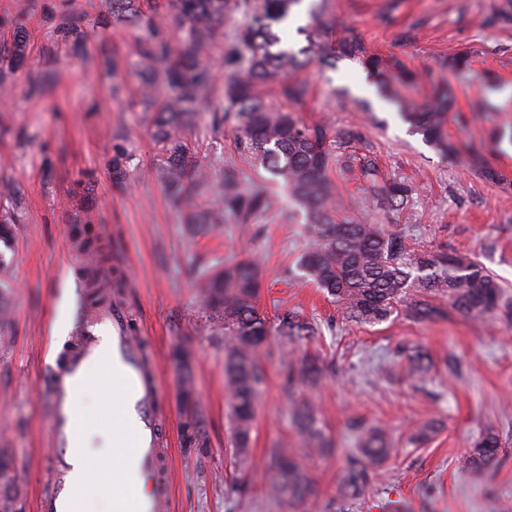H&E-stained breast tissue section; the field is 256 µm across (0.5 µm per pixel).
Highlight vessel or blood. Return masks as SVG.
Returning a JSON list of instances; mask_svg holds the SVG:
<instances>
[{"mask_svg":"<svg viewBox=\"0 0 512 512\" xmlns=\"http://www.w3.org/2000/svg\"><path fill=\"white\" fill-rule=\"evenodd\" d=\"M123 318L124 312L118 307L89 313L77 331L80 348L73 353L64 372L50 381L47 414L55 452L49 466L54 480L41 501L42 512H72L79 500L82 490L77 480L79 462L69 453L77 433L72 382L81 377L87 360L101 354L107 357L113 380L121 383L128 393L118 416L122 429L113 433L112 443L129 449L130 454L114 479L120 482L124 477H131L137 490L136 503L132 506L123 495H113L112 512H165L167 508L169 492L156 478L159 438L152 414L156 389L142 373L134 339L120 330Z\"/></svg>","mask_w":512,"mask_h":512,"instance_id":"obj_1","label":"vessel or blood"}]
</instances>
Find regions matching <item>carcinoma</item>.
Masks as SVG:
<instances>
[{
    "label": "carcinoma",
    "instance_id": "carcinoma-1",
    "mask_svg": "<svg viewBox=\"0 0 512 512\" xmlns=\"http://www.w3.org/2000/svg\"><path fill=\"white\" fill-rule=\"evenodd\" d=\"M302 0H259L249 24L224 46L222 60L228 83L224 89L223 120L234 119L238 135L235 149L241 161L260 166L281 179L289 196L303 210V232L310 246L299 256L290 275L313 283L330 297L345 318L377 324L394 314L414 321L444 318L454 309L476 319L492 316L501 306L503 292L489 271L470 254L428 249L414 242L415 234L399 227L412 206L413 185L397 176L385 177L371 144L357 127L330 132L325 124H305L292 112L271 107L259 86L277 84L280 94L302 100L307 86L290 80L291 74L316 58L331 65L346 58L371 72L380 90L391 95L403 111L413 132L439 152L457 154L448 140L445 125L452 111L447 83L433 85L432 95L414 102L410 91L417 85L413 72L400 60L386 59L370 51L353 29L342 31L328 24L322 8L313 4L310 21L296 32L307 45L298 50L282 46L275 28L290 19L292 8ZM185 32L172 49L159 30L153 13L145 12L140 0H112V15L130 20L143 31L137 46L144 86L161 83L165 96L153 121L158 147L157 172L171 207L193 232L214 231L225 221L246 223L272 206L260 186L246 188L236 168L226 167L223 180L213 186L207 172L214 167L192 152L183 137L190 117L202 111L213 86L214 71L200 57L224 21L228 0H175ZM355 175L363 183L370 213L349 219L336 207L332 175ZM213 195L211 207L193 209L194 196ZM263 270L255 259L232 265L215 264L201 278L209 317L224 321V380L230 397L234 451L247 458L257 401L265 373L257 360L259 343L268 336L257 299ZM279 333L293 343L314 336V328L288 311L280 319ZM407 375L422 380L429 371L427 354H407ZM326 366L314 359L289 369L288 385L314 384ZM294 417L305 435L306 448L277 450L271 459L269 492L293 507L314 490L315 482L304 463L305 451L321 453L327 448L316 426L315 411L307 401L294 402ZM186 443L204 446L199 419L191 415L183 423ZM498 436L487 433L474 444L462 467L486 468L498 460ZM396 448L385 430L359 429L357 448L347 457L342 490L358 498L370 479V470L386 463ZM20 484L10 463V451L0 449V512H17Z\"/></svg>",
    "mask_w": 512,
    "mask_h": 512
}]
</instances>
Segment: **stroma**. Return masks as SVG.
Segmentation results:
<instances>
[{
  "label": "stroma",
  "mask_w": 512,
  "mask_h": 512,
  "mask_svg": "<svg viewBox=\"0 0 512 512\" xmlns=\"http://www.w3.org/2000/svg\"><path fill=\"white\" fill-rule=\"evenodd\" d=\"M512 0H326L337 27H357L383 56H394L423 80H449L467 128L449 119L460 147L479 144L506 173L484 178L466 158L443 157L413 133L396 104L359 65L310 62L297 74L309 86L294 111L308 124L360 127L384 171L411 178L415 203L403 220L427 246L468 252L493 275L506 308L490 320L458 312L432 322L394 315L378 324L345 319L312 283L289 276L308 246L303 215L268 173L240 166L243 185H262L279 197L277 209L251 224L192 235L170 207L154 170V107L133 53L141 31L113 19L109 0H0V215L11 224L8 263L0 276V448L9 449L21 480L23 512H39L51 483L45 464L46 399L51 377L76 341L85 302L95 287L109 289L126 311L124 331L138 342L158 386L154 405L160 476L168 483L167 512H288L267 494V463L277 445L303 447L292 425L288 369L304 355L328 365L316 386L302 388L319 427L333 442L328 456L307 461L315 494L297 512H503L512 510ZM26 27L25 60L11 64L13 22ZM469 53V69L449 58ZM223 71H216L210 111L185 130L200 156L239 164L234 121L213 126L224 105ZM484 112L471 111L476 100ZM263 264L258 301L269 335L258 352L265 382L246 461L232 453L231 414L224 383V326L203 310L199 276L217 261L250 258ZM69 330L57 337L60 309ZM318 329L314 338L282 343L286 310ZM426 353L425 381L406 375V355ZM189 388L184 403L180 388ZM113 388L87 395L97 431V465L109 468L112 431L107 406ZM198 410L205 447H185L186 407ZM434 424L431 438L411 442ZM384 429L396 454L372 473L364 496L342 501L338 484L357 426ZM498 435L497 464L482 472L461 461L487 432Z\"/></svg>",
  "instance_id": "obj_1"
}]
</instances>
